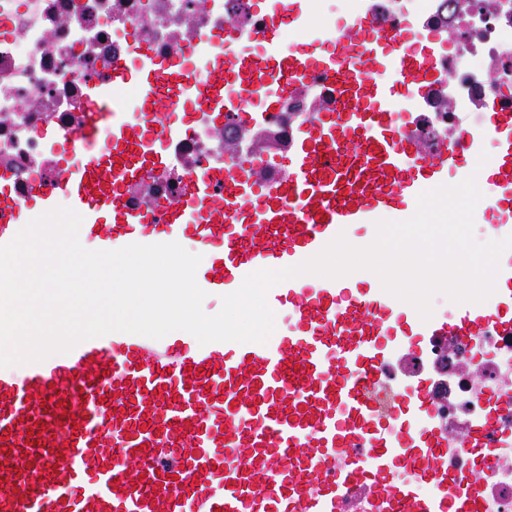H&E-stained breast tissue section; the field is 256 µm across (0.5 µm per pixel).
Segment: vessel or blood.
I'll use <instances>...</instances> for the list:
<instances>
[{
    "instance_id": "1",
    "label": "vessel or blood",
    "mask_w": 512,
    "mask_h": 512,
    "mask_svg": "<svg viewBox=\"0 0 512 512\" xmlns=\"http://www.w3.org/2000/svg\"><path fill=\"white\" fill-rule=\"evenodd\" d=\"M281 27L269 24L263 55L228 60L202 79L181 75L174 93L151 65L134 75L113 69L91 88L97 120L82 135L91 141L108 128L111 149L81 153L55 191L38 187L34 197L46 206L64 195L84 218L80 243L98 250L193 234L202 256L196 280L222 295L252 272L296 265L338 233L374 226L449 174L466 178L487 136L496 149L484 167V206L512 212V110L487 113L482 136L464 133L419 154L394 128L395 105L428 78L403 35L373 32L363 20L335 50L286 57L277 49ZM244 69L296 86L316 72L341 74L340 108L303 126L285 180L259 187L246 171L228 173L219 197L203 172L191 181L190 205L145 223L115 188L164 159L143 136L139 113L113 107L115 86L133 77L146 102L170 111L201 98L222 113L232 107L224 83ZM267 302L290 310L293 324L264 343L115 332L0 369V512H341L352 498L360 512L383 501L402 512H482L479 485L447 490L448 440L433 423L428 384L414 388L390 428L369 389L403 342L476 339L490 329L512 336V257L500 263L494 306L466 304L448 319H409L407 304L370 280L291 279ZM396 464L407 480L370 487L360 479ZM424 479L435 494H420Z\"/></svg>"
}]
</instances>
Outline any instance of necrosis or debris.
I'll use <instances>...</instances> for the list:
<instances>
[{"label":"necrosis or debris","mask_w":512,"mask_h":512,"mask_svg":"<svg viewBox=\"0 0 512 512\" xmlns=\"http://www.w3.org/2000/svg\"><path fill=\"white\" fill-rule=\"evenodd\" d=\"M266 2L262 10L257 0H0V176L8 186L0 223L27 208L33 185L49 190L62 180L58 153L89 120L90 87L109 78L113 63L133 70L147 53L174 87L179 72L168 71L171 61L194 72L204 51L214 66L254 57L279 0ZM300 10V31H314L320 49L334 48L337 30L360 18L407 34L429 77L409 89L396 122L422 154L458 138L461 127L480 129L486 113L512 109V0H353L342 12L335 0H301ZM224 94L262 120L186 103L174 131L158 138L167 168L121 188L146 221L184 205L196 172L242 167L259 184L281 176L274 158L287 152L297 127L336 107L334 87L318 74L298 87L229 81ZM424 377L434 420L448 436L449 492L480 472L483 512H512V447L498 441L512 433V410H494L512 401V336L491 330L475 341L448 336L405 348L370 391L378 415L388 417L401 387ZM479 430L488 446L476 450L470 437Z\"/></svg>","instance_id":"obj_1"}]
</instances>
